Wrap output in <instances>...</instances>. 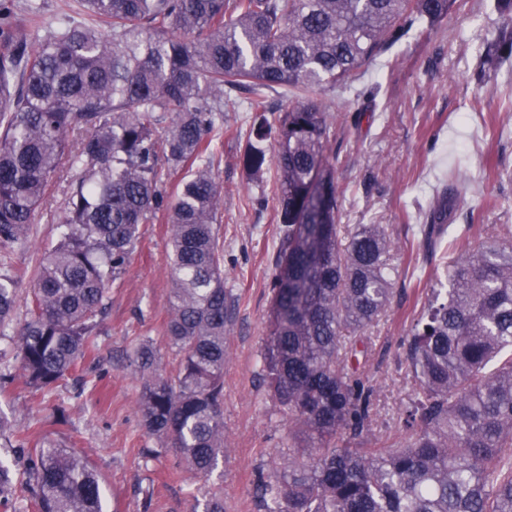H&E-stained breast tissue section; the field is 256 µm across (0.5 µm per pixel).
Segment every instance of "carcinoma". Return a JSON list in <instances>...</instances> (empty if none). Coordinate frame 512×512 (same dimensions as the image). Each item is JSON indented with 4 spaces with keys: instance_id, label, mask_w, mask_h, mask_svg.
Wrapping results in <instances>:
<instances>
[{
    "instance_id": "cac0c4a2",
    "label": "carcinoma",
    "mask_w": 512,
    "mask_h": 512,
    "mask_svg": "<svg viewBox=\"0 0 512 512\" xmlns=\"http://www.w3.org/2000/svg\"><path fill=\"white\" fill-rule=\"evenodd\" d=\"M35 39L43 0H0V249L25 243L63 161L77 169L55 244L41 257L27 318L0 350V380L19 373L51 390L96 347L99 317L140 225L170 226L173 288L164 335L178 358L159 371L153 342L135 348L138 411L159 455L174 451L199 479L224 458L226 335L215 230L223 187L211 134L247 102L253 176L276 171L280 241L273 332L261 377L288 440L259 476L261 512H512V230L445 265L414 320L406 363L415 389L396 448H345L372 434L376 388L361 371L359 332L393 297L397 250L381 224L337 223L336 135L314 103L274 107L267 92L348 89L408 29L424 33L453 0H76ZM488 47L512 58V0ZM274 139L269 153L266 141ZM186 169L168 193L164 170ZM448 187L417 225L413 270L449 232ZM19 307L0 275V339ZM15 438L26 478L0 462V508L103 512L100 480L74 448Z\"/></svg>"
}]
</instances>
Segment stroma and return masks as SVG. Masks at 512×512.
<instances>
[{
	"instance_id": "stroma-1",
	"label": "stroma",
	"mask_w": 512,
	"mask_h": 512,
	"mask_svg": "<svg viewBox=\"0 0 512 512\" xmlns=\"http://www.w3.org/2000/svg\"><path fill=\"white\" fill-rule=\"evenodd\" d=\"M496 0H455L428 35H404L347 90L317 89L309 99L331 116L340 146L336 186L343 224H384L399 240L412 236L436 188L459 196L448 213L455 230L472 226L471 243L512 227V61L490 67L484 56L502 20ZM244 113L228 112L212 133L214 174L224 186L216 231L224 245V284L236 296L226 338L224 437L229 452L211 482L220 486L225 512H258L254 488L288 435L260 380L262 353L273 328L270 283L279 241L274 170L249 174L243 151ZM74 172L61 168L36 211L27 242L10 249L9 272L21 302L33 273L54 243ZM165 215L141 225L121 279L113 285L95 359L82 370L97 379L79 392L65 379L51 392L22 381L0 383V412L33 438L80 450L100 476L104 512H194L206 484L173 453L143 457L156 447L138 412L141 379L131 364L134 347L152 338L165 372L177 359L164 336L172 286ZM425 299L407 284L386 313L367 328V376L378 388L371 447L404 441L400 417L414 392L403 364V343ZM65 420H54L57 407Z\"/></svg>"
}]
</instances>
